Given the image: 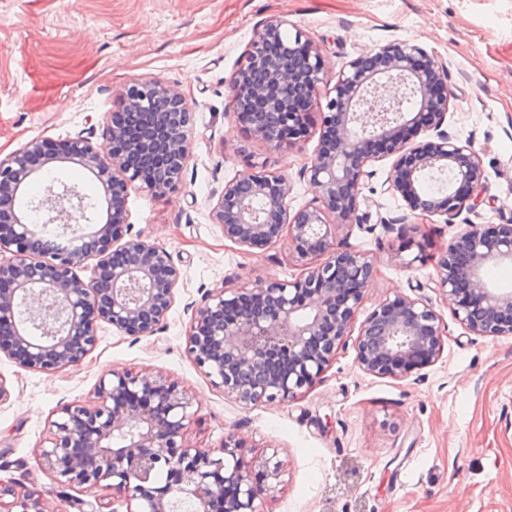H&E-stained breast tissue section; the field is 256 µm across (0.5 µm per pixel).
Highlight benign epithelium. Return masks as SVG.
<instances>
[{"label":"benign epithelium","instance_id":"1","mask_svg":"<svg viewBox=\"0 0 512 512\" xmlns=\"http://www.w3.org/2000/svg\"><path fill=\"white\" fill-rule=\"evenodd\" d=\"M288 20L266 22L245 61L229 80L236 119L270 150L293 145L285 132L308 134L310 117L335 130L320 136L302 170L313 192L290 210L284 174H249L224 184L210 211L224 238L247 250H265L288 235L289 251L314 266L291 281L268 280L226 294L217 288L197 309L187 331L189 355L224 395L250 406L288 403L322 377L352 324L377 273L370 255L344 249L339 230L360 223L365 167L392 159L390 191L408 216L461 219L463 229L437 263L436 288L456 320L477 336H512V289L488 283L492 266H512V224L487 232L463 213L478 206L485 170L470 143L444 129L452 97L443 63L406 41L350 60L321 102L323 63L301 33L288 37ZM414 106L400 111L398 93ZM125 111L106 112L108 148L88 137L36 139L0 158V355L33 371H58L93 350L101 323L134 340L165 324L180 272L162 247L130 237L126 202L134 185L169 191L188 162L193 126L186 98L159 80L135 83ZM57 163L89 171L107 203L106 219L93 220L86 196L74 185H50L34 207L20 198ZM54 224L60 243L43 240ZM96 260L84 280L77 269ZM444 348L441 318L418 298L396 294L361 322L356 363L369 375L407 379L430 366ZM195 415L193 399L167 377L112 370L99 381L90 405H62L51 421L44 469L58 480L112 491L126 512H263L259 500L275 492L274 456L244 459L243 442L229 433L223 446L188 449L184 433ZM12 500L3 502V496ZM5 512H48L39 498L0 487ZM137 510H132V507Z\"/></svg>","mask_w":512,"mask_h":512}]
</instances>
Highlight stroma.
I'll list each match as a JSON object with an SVG mask.
<instances>
[{
  "label": "stroma",
  "instance_id": "stroma-1",
  "mask_svg": "<svg viewBox=\"0 0 512 512\" xmlns=\"http://www.w3.org/2000/svg\"><path fill=\"white\" fill-rule=\"evenodd\" d=\"M288 20L318 47L321 92L350 60L406 40L447 67L448 130L480 151L485 169L474 224L512 221V0H0V158L34 139L91 133L136 80L156 79L193 110L188 163L175 189L132 187L131 235L159 245L181 273L164 328L134 340L101 324L79 364L30 371L0 357L10 391L0 402V485L34 493L50 512H112V495L61 485L39 461L58 406L92 403L108 371L160 373L179 382L196 416L190 447L217 448L227 432L245 457L275 453L282 470L264 512H512V336L470 333L434 288L436 257L457 233L434 217L404 218L389 189L390 163L369 167L364 224L342 228V247L374 257L378 273L358 313L397 294L427 301L445 329L437 362L395 380L363 372L346 337L322 379L299 398L243 406L194 363L186 330L209 291L251 288L306 272L287 240L248 252L209 212L225 182L254 171L287 173L290 205L313 192L300 175L319 126L281 152L236 125L228 81L257 29ZM395 218L392 226L380 217Z\"/></svg>",
  "mask_w": 512,
  "mask_h": 512
}]
</instances>
